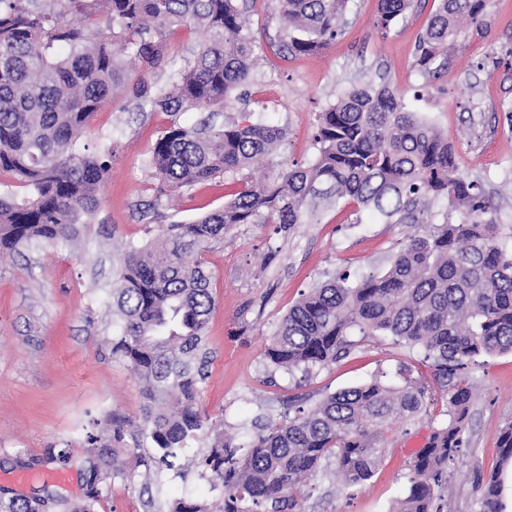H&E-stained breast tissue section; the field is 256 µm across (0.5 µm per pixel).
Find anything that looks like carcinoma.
I'll return each instance as SVG.
<instances>
[{"label": "carcinoma", "instance_id": "obj_1", "mask_svg": "<svg viewBox=\"0 0 512 512\" xmlns=\"http://www.w3.org/2000/svg\"><path fill=\"white\" fill-rule=\"evenodd\" d=\"M349 0H277L290 53L316 52L341 32ZM413 0H379L377 27L388 35ZM484 0H438L419 37L416 63L433 82L446 70L448 43L466 28L483 29ZM112 21L103 30L96 17ZM180 25L204 31L194 60L175 70L161 90L146 74L166 64V34ZM255 45L238 0H0V176L23 194L0 196V253L70 241L100 207L112 167L109 147L78 143L94 116L119 92L164 112L227 105L250 81ZM143 75L130 78V65ZM286 128L254 123L246 112L221 126L176 121L157 139L149 165L163 189L177 192L221 174L268 163L265 181L242 180L220 209L191 222L168 224L157 243L128 244L112 280L119 332L112 356L144 381L147 400L134 432L110 419L86 434L89 451L102 437L117 448H154L146 478L162 468L180 477L193 467L224 489V512H295L303 483L321 473L343 487L365 485L382 465L388 433L427 410L428 388L404 369L401 385L378 380L295 408L258 426L247 455L217 435L200 461L179 462L189 440L208 428L198 407L206 378V338L215 300L200 253L240 224H277L287 232L312 224L347 199L387 220L425 229L410 236L381 273L352 280L342 272L303 293L266 345L278 369L305 374L348 355L349 336H392L424 351L445 400L446 420L409 462V490L391 512H448L443 495L448 464L466 445L472 402L469 365L482 354L512 353V247L494 219L496 204L463 173L448 136L407 110L387 85L355 84L318 113L315 161L278 165ZM442 200L440 223L431 202ZM502 460H512V422L498 434ZM66 461L53 447L24 468ZM479 512H503L497 473L473 469ZM61 512H91L90 504L38 499ZM169 512H209L186 497Z\"/></svg>", "mask_w": 512, "mask_h": 512}]
</instances>
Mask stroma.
I'll use <instances>...</instances> for the list:
<instances>
[{"mask_svg": "<svg viewBox=\"0 0 512 512\" xmlns=\"http://www.w3.org/2000/svg\"><path fill=\"white\" fill-rule=\"evenodd\" d=\"M245 8L257 40L252 78L233 91L215 123L248 112L253 120L286 127L277 161L308 164L316 156L318 112L351 85L388 84L403 95L410 111L447 134L460 170L479 179L495 198L499 223L512 225V134L503 125V104L512 101V69L500 62L512 48V0H486L483 30L449 44L448 71L431 85L416 65L415 48L435 0H415L413 10L386 35L376 26L378 0H350L335 43L297 55L278 49L275 0H246ZM203 38L189 25L170 32V63L151 73V81L167 85ZM204 118L196 110L174 117L126 94L115 95L81 137L113 151L93 223L80 226L70 242L0 256V507L13 498L49 494L84 501L86 432L112 417L132 427L141 423L143 384L111 352L117 327L107 289L126 243L155 239L161 225L190 222L222 207L237 191L238 177L231 173L171 197L159 191L148 164L156 140L172 121L194 124ZM417 230V225L390 224L342 200L324 209L317 223L298 224L285 233L273 224H242L204 251L215 306L199 404L213 428L211 435L188 442L183 456L202 458L220 432L232 435L240 454H247L255 422L281 419L289 398L308 407L375 379L396 384L402 362L431 378L422 350L391 336L357 343L348 356L307 375L273 369L263 356L268 338L304 291L339 272L356 278L383 271ZM471 381L468 446L448 466V512H477L471 478L476 466L486 474L499 472L504 512H512V464L502 465L498 447L500 429L512 422V353L476 357ZM444 409L440 390L432 389L426 413L393 426L389 451L370 481L343 488L312 477L302 489V512H389L409 488L410 441L428 436ZM48 447L65 451L66 462L17 467V460L41 455ZM150 452L147 446L118 449L124 475L108 482L93 512H168L170 501L183 496L221 512L222 493L211 490L197 471L181 478L165 470L145 480L143 462Z\"/></svg>", "mask_w": 512, "mask_h": 512, "instance_id": "obj_1", "label": "stroma"}]
</instances>
